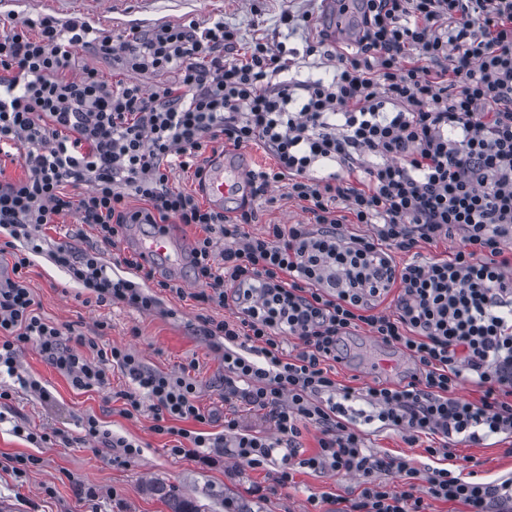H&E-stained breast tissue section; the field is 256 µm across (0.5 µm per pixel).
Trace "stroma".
Segmentation results:
<instances>
[{
  "mask_svg": "<svg viewBox=\"0 0 512 512\" xmlns=\"http://www.w3.org/2000/svg\"><path fill=\"white\" fill-rule=\"evenodd\" d=\"M311 13L319 16V0H156L153 14L104 15L96 28L112 35L127 34L132 28H148L166 21L186 23L223 19L238 30L241 44L265 36L285 41L296 49L299 79H332L334 64H322L304 56L308 40L316 38L314 28L300 29L288 36L280 22L283 13ZM258 223L250 234L261 233L268 224L305 221L299 202L289 199L282 186L269 188ZM24 275L44 320L96 340L99 347L131 349L150 370L171 372L186 367L200 392V403L213 416L206 425L210 435L222 433L224 415L231 409L224 400V361L219 352L193 330L199 305L192 299L159 292L160 310L146 313L122 303H87V290L58 269L47 255L34 257ZM107 322L98 330L97 322ZM344 365L336 379L372 383L402 382L413 364L402 354L379 343L368 331L359 330L343 342ZM24 377L40 381L49 399L24 386L20 380L3 377L0 384L12 391L11 400L0 403V457L23 454L37 458L26 476L15 477L0 470V504L9 503L18 512H171L163 489H172L195 499L202 512H225V501H234L239 512H307L309 495L319 498V512H334L337 496L354 490L356 482L330 472L301 470L295 483L284 488L275 480L277 466L270 463L253 469L237 463L223 450L203 449L197 456H176L174 439L152 430L151 413L128 418L121 409L120 392L130 384L121 372H113L110 391H78L29 345L21 353ZM373 409L361 401L348 405V415L364 430L367 448L378 454L408 456L423 468L431 459L425 448L428 438L407 444L398 431L372 416ZM94 415L101 429L135 441L141 448L137 458L128 459L104 447L83 441V417ZM40 434L30 442L15 434V427ZM458 456L469 458L478 480L512 477V437L480 444L460 443Z\"/></svg>",
  "mask_w": 512,
  "mask_h": 512,
  "instance_id": "35a3bbf8",
  "label": "stroma"
}]
</instances>
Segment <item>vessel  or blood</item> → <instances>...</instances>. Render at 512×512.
I'll use <instances>...</instances> for the list:
<instances>
[{
  "label": "vessel or blood",
  "instance_id": "b4317fda",
  "mask_svg": "<svg viewBox=\"0 0 512 512\" xmlns=\"http://www.w3.org/2000/svg\"><path fill=\"white\" fill-rule=\"evenodd\" d=\"M127 0H39L40 7L57 12H69L72 4H79L88 18L122 12ZM321 29L329 45L353 42L356 36L348 16H337L335 0H321ZM250 167L240 152L217 151L207 169L204 193L218 209L241 203L249 198ZM133 246L140 253L144 265L168 273H177L185 264L192 246L176 241L164 224H139L135 227Z\"/></svg>",
  "mask_w": 512,
  "mask_h": 512
}]
</instances>
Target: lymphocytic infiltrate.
I'll list each match as a JSON object with an SVG mask.
<instances>
[{"label": "lymphocytic infiltrate", "mask_w": 512, "mask_h": 512, "mask_svg": "<svg viewBox=\"0 0 512 512\" xmlns=\"http://www.w3.org/2000/svg\"><path fill=\"white\" fill-rule=\"evenodd\" d=\"M352 2V51L306 45L309 56L334 54L328 82L287 77L283 43L240 47L220 20L116 38L82 16L0 22V147L26 148L24 178L0 180V369L18 375L29 344L78 390L108 388L120 369L134 384L120 394L124 415L150 411L156 433L179 438L174 455L195 454L211 442L193 426L213 416L188 372L146 371L127 349L81 335L67 343L37 314L21 271L46 254L97 302L144 312L159 307L158 291L188 293L233 309L230 320L198 315L197 333L223 354L225 400L264 413L274 428L267 435L228 417L215 447L253 469L280 460L284 487L305 468L357 479L359 493L336 512H428L431 499L461 512H512V477L465 480L452 447L512 435V0ZM87 54L125 80L81 65ZM168 72L174 81L150 90L135 81ZM218 143L271 155L273 166L252 173L254 197L282 185L306 221L249 235L244 225L258 219L251 200L219 211L173 186L174 169L201 175ZM326 162L339 172L315 176ZM132 198L142 208L131 209ZM341 207L367 233H346ZM69 212L97 245L47 238L46 226ZM142 219L203 229L190 260L198 291L141 269L132 253L118 261L138 281L113 276L102 247ZM441 239L460 241L451 258L394 261ZM393 287V310H380ZM362 328L412 361L406 381L337 382L341 342ZM467 382L479 399L456 397ZM355 398L408 442L438 437L429 451L437 466L368 451L345 419ZM308 427L319 437L306 455ZM382 473L400 486L378 482Z\"/></svg>", "instance_id": "obj_1"}]
</instances>
